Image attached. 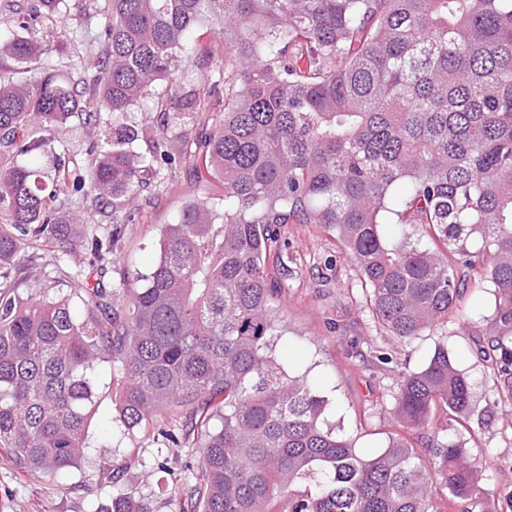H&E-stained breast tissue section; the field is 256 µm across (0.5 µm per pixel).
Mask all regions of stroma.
<instances>
[{
	"label": "stroma",
	"mask_w": 512,
	"mask_h": 512,
	"mask_svg": "<svg viewBox=\"0 0 512 512\" xmlns=\"http://www.w3.org/2000/svg\"><path fill=\"white\" fill-rule=\"evenodd\" d=\"M38 34L64 58L62 73L67 77L82 57L101 49L97 32L57 18L44 20ZM146 191L159 198L145 210L141 223L124 225L107 271H97L86 253L62 255L54 262L41 257L36 261L38 278H19L20 295L67 294L75 281L84 279L110 289L127 276L148 272L160 227L177 220L183 199L224 195L222 185L199 183L185 168L169 173L165 188L150 185ZM277 230L292 259L291 273L273 298L277 317L288 330L277 350L284 359L312 367L330 400L328 422L353 439L362 453L376 452L396 430L390 409L401 371L419 370L436 349L447 350L470 382L474 412L466 431L448 423L440 411L432 422L447 427L450 438L465 442L481 462L491 492L512 490V401L497 391L493 372L475 345L488 334L486 321L494 311L490 289L467 290L447 324L405 346L375 325L357 288L354 266L322 227L281 224ZM353 339L359 341L361 355L352 354ZM379 350L392 353L394 363L380 364L375 358ZM111 374V363H101L98 408L88 430L90 450L80 468L21 480L0 456V512H102L114 494L130 491L149 497L153 512H179L178 502L159 493L154 478L144 472L156 453L152 433L123 434L113 423L116 405L107 387ZM106 459L120 469L117 482L99 472Z\"/></svg>",
	"instance_id": "obj_1"
}]
</instances>
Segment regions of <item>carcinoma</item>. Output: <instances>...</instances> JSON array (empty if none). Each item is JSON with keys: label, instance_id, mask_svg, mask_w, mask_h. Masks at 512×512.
Returning a JSON list of instances; mask_svg holds the SVG:
<instances>
[{"label": "carcinoma", "instance_id": "1", "mask_svg": "<svg viewBox=\"0 0 512 512\" xmlns=\"http://www.w3.org/2000/svg\"><path fill=\"white\" fill-rule=\"evenodd\" d=\"M60 13L102 38L76 81L30 32ZM203 23L224 67L188 89L182 59L209 61L194 54ZM5 28L0 61L24 78L0 83V455L19 477L78 468L108 361L118 427L163 439L148 472L168 443L191 449L184 483L161 485L181 512H474L488 490L462 443L436 431L424 459L399 434L362 456L309 371L277 361L270 298L290 269L273 225L331 231L375 324L404 345L468 289H493L492 367L512 399V0H39ZM148 100L146 157L133 149L144 129L122 118ZM105 114L112 136L86 163L60 155L51 176L17 163ZM185 117L198 133L169 137ZM173 165L221 183L224 205L185 201L149 272L110 292L18 294L37 242L108 263L151 204L144 174ZM88 203L110 209L108 233L84 234ZM393 216L413 232L388 242ZM74 297L101 317L79 319ZM190 405L177 435L165 421ZM438 406L460 425L473 412L441 348L400 376L392 417L418 431ZM103 512L152 510L120 494Z\"/></svg>", "mask_w": 512, "mask_h": 512}]
</instances>
